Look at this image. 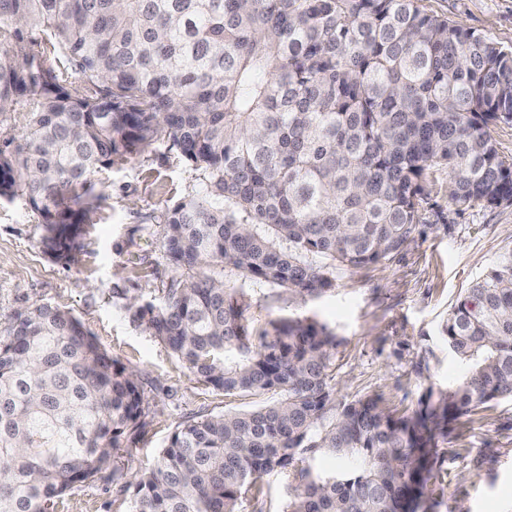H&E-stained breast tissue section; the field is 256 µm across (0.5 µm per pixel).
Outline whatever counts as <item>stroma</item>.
I'll use <instances>...</instances> for the list:
<instances>
[{"label":"stroma","mask_w":512,"mask_h":512,"mask_svg":"<svg viewBox=\"0 0 512 512\" xmlns=\"http://www.w3.org/2000/svg\"><path fill=\"white\" fill-rule=\"evenodd\" d=\"M426 12L448 17L512 47V0H423ZM100 206L84 223L79 247L46 254L36 216L22 200L0 203V327L38 304L70 310L113 358L134 370L144 396L145 428L119 457L120 481L73 488L58 512H131L135 478L151 468L179 424L265 405L257 396H224L198 383L173 354L132 319L133 297L161 301L175 271L155 218L198 190L195 172L166 142L95 173ZM423 212V232L395 261L338 271L336 288L302 299L281 288H258L246 318L311 317L336 333V389L353 400L378 396L396 414L411 412L430 386L448 388L465 374L440 326L458 296L512 251V205L458 206L448 174L436 172ZM423 361L416 374L415 361ZM435 471L443 493L426 512H512V400L449 425L438 441ZM260 495L245 493L239 512H283L291 490L278 473L263 476Z\"/></svg>","instance_id":"obj_1"}]
</instances>
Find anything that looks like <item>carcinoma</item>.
I'll use <instances>...</instances> for the list:
<instances>
[{"label": "carcinoma", "instance_id": "obj_1", "mask_svg": "<svg viewBox=\"0 0 512 512\" xmlns=\"http://www.w3.org/2000/svg\"><path fill=\"white\" fill-rule=\"evenodd\" d=\"M77 75L70 81L67 72ZM512 122V48L421 0H0V200L23 199L66 256L101 196L91 175L162 138L199 191L157 216L177 276L133 318L198 382L262 407L187 421L136 478L132 512H238L288 476L283 512H418L448 424L512 399V252L441 336L466 368L396 415L336 391L341 341L311 319L245 321L257 285L318 297L393 261L431 175L458 206L512 204L492 127ZM134 371L70 311L0 335V512H56L143 428ZM354 458L321 473L320 455Z\"/></svg>", "mask_w": 512, "mask_h": 512}]
</instances>
